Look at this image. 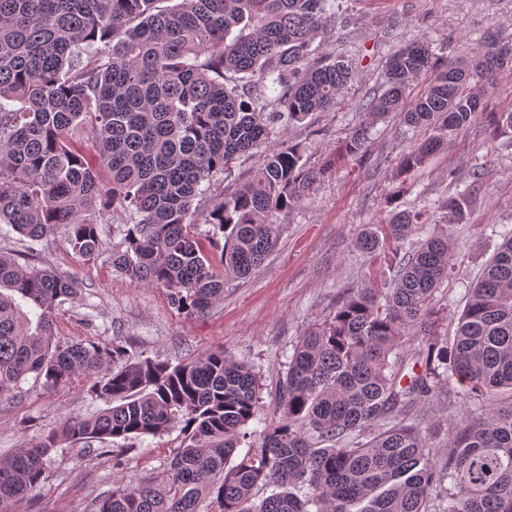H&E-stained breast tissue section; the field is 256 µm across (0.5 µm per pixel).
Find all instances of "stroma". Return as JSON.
Masks as SVG:
<instances>
[{
    "label": "stroma",
    "instance_id": "35a3bbf8",
    "mask_svg": "<svg viewBox=\"0 0 512 512\" xmlns=\"http://www.w3.org/2000/svg\"><path fill=\"white\" fill-rule=\"evenodd\" d=\"M347 28H332L323 49L344 55L355 79L342 88L336 107L317 112L283 130L277 144L301 145L305 158L322 162L334 154L356 127L366 123L359 104L380 89L391 56L403 46L427 44L437 63L468 59L494 29L512 33V0H339ZM486 117H478L454 136L446 150L425 167L396 177L395 159L427 137V130L407 126L400 113L374 124L368 146L371 163L360 167L337 162L300 206L278 215L281 229L275 248L249 277L229 283L224 299L203 317H187L169 306L163 289L135 286L112 266V252L124 243L126 227L104 219L101 254L78 257L65 230L35 246L36 266L74 276L75 299L56 312V333L72 341L98 336L123 344L132 353L178 362L190 355L224 349L235 359L259 368L265 376L259 416L273 417L272 400L280 372L301 336L332 314L353 288L380 287L393 272L387 261L370 257L356 246L358 233L381 224L395 210L427 211L432 223L449 231L448 277L434 294L436 307L448 317L442 333L456 329L467 289L476 282L501 242L500 225H512V133L491 138ZM264 159L255 153L230 178L218 179L196 207L201 234L212 233L211 208L233 193ZM488 173L465 223H449L444 200L474 170ZM23 396L0 401V456L38 440L62 418L104 409L86 387H47L26 382ZM473 407L459 384L420 402L413 421L448 456V430ZM181 443L179 430L148 437L133 445L114 442L111 452L62 446L47 459L48 478L29 512H89L91 502L111 493L116 479L144 482L161 479ZM121 458L122 469L112 467Z\"/></svg>",
    "mask_w": 512,
    "mask_h": 512
}]
</instances>
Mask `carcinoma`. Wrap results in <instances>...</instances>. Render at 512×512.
Returning <instances> with one entry per match:
<instances>
[{
    "mask_svg": "<svg viewBox=\"0 0 512 512\" xmlns=\"http://www.w3.org/2000/svg\"><path fill=\"white\" fill-rule=\"evenodd\" d=\"M159 2L0 0V223L33 242L63 227L89 261L102 251L99 224L119 211L126 246L112 266L135 286L165 289L179 313L203 316L272 251L275 215L305 201L333 166L308 165L296 144L270 148L278 129L335 107L355 72L317 43L336 22V0ZM509 62L512 34L497 31L440 70L426 44L399 49L384 89L361 104L370 124L342 153L364 160L372 125L399 111L431 134L402 151L396 175L423 166L485 111ZM83 125L90 157L71 142ZM261 148L262 165L210 213L224 236L217 273L192 203ZM470 178L446 202L458 223L483 186L481 171ZM428 223L421 211H397L360 232L363 253L394 248L391 287L351 289L308 329L279 377L277 419L255 434L254 366L223 350L172 365L101 338L62 342L55 311L78 282L0 255V399L31 377L89 382L110 403L0 460V512H27L56 448L135 442L177 425L183 439L161 483L117 481L91 512H202L207 500L218 512H429L433 501L442 512H512V229L468 288L450 340L433 306L448 278V234L408 246ZM443 381L464 386L479 409L448 437L441 463L405 420Z\"/></svg>",
    "mask_w": 512,
    "mask_h": 512,
    "instance_id": "carcinoma-1",
    "label": "carcinoma"
}]
</instances>
